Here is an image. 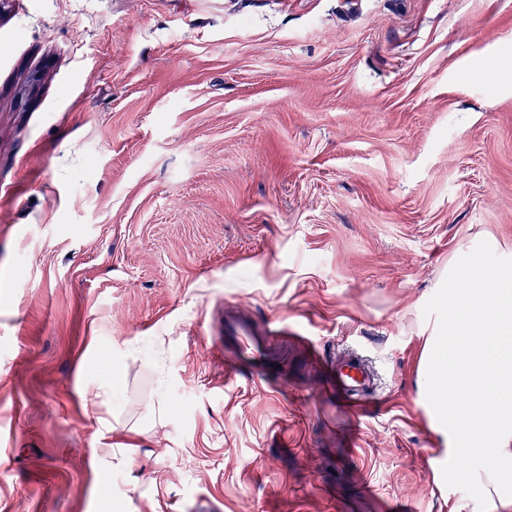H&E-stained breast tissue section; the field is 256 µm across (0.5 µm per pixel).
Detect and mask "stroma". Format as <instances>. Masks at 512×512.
<instances>
[{"instance_id":"35a3bbf8","label":"stroma","mask_w":512,"mask_h":512,"mask_svg":"<svg viewBox=\"0 0 512 512\" xmlns=\"http://www.w3.org/2000/svg\"><path fill=\"white\" fill-rule=\"evenodd\" d=\"M488 238L512 0H0V512H457L423 308ZM225 303L272 321L262 372L214 353ZM332 379L349 407H356L364 397L379 388L378 376L371 366L357 355L344 353L330 362ZM93 366L89 363L85 365V370L78 379V389L84 395H91L93 399L89 402L90 406L95 410H105V413L110 416L100 417L103 428L108 432H112L116 429V426H121L120 421L114 418L115 423L112 424V412L108 407L109 399L112 393V380L108 384H102L94 378L92 372Z\"/></svg>"}]
</instances>
